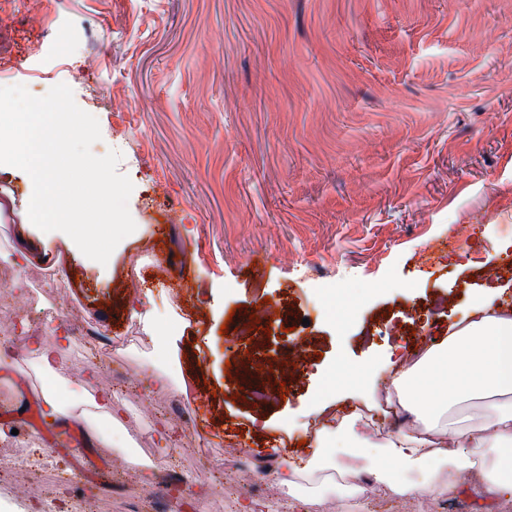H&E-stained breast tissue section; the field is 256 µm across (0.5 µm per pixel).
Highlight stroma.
<instances>
[{
	"instance_id": "obj_1",
	"label": "stroma",
	"mask_w": 512,
	"mask_h": 512,
	"mask_svg": "<svg viewBox=\"0 0 512 512\" xmlns=\"http://www.w3.org/2000/svg\"><path fill=\"white\" fill-rule=\"evenodd\" d=\"M67 55L89 68L74 99L99 122L92 153L122 155L136 229L102 265L63 232L0 219V450L51 449L56 477L45 493L13 471L0 506L430 512L336 472V449L392 428L390 357L496 287L512 309V252L497 250L512 239V0H44L0 25V86L43 96ZM65 302L108 329L110 370ZM35 327L53 372L29 350ZM47 391L69 427L44 424ZM103 391L119 422L92 406ZM327 396L370 423L323 425ZM318 432L321 461L294 486L253 468L305 456Z\"/></svg>"
}]
</instances>
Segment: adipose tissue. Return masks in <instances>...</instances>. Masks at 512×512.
Listing matches in <instances>:
<instances>
[{"label": "adipose tissue", "mask_w": 512, "mask_h": 512, "mask_svg": "<svg viewBox=\"0 0 512 512\" xmlns=\"http://www.w3.org/2000/svg\"><path fill=\"white\" fill-rule=\"evenodd\" d=\"M389 393L400 397L413 424L388 433L383 453L370 440L347 449L376 482L401 495L453 493L455 477L477 472L480 492L512 489V312L477 302L440 342L401 369ZM479 400L481 412L455 418Z\"/></svg>", "instance_id": "obj_1"}]
</instances>
